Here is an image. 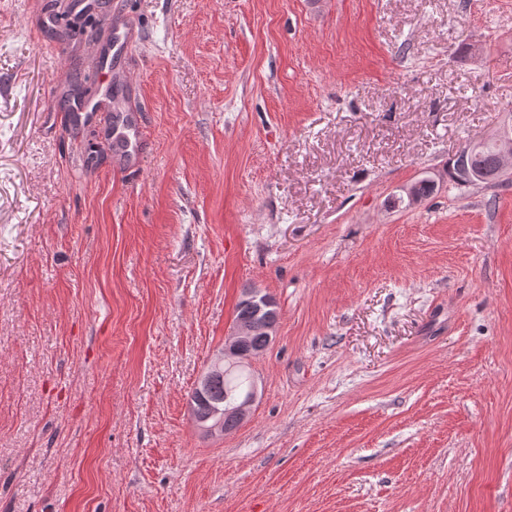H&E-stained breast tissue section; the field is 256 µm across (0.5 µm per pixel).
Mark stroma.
Instances as JSON below:
<instances>
[{
	"instance_id": "obj_1",
	"label": "stroma",
	"mask_w": 512,
	"mask_h": 512,
	"mask_svg": "<svg viewBox=\"0 0 512 512\" xmlns=\"http://www.w3.org/2000/svg\"><path fill=\"white\" fill-rule=\"evenodd\" d=\"M53 2L61 55L0 0V512H512V181L445 174L512 119V0ZM104 12L131 175L53 97ZM253 287L279 333L206 437ZM246 292L250 296H254V299L257 301L264 294L259 288H248L245 290L235 307V323L240 320L248 319L255 313L254 304ZM270 308L271 305L264 300L263 305H258L257 311L251 319L245 322H239L235 325L233 331L225 337L224 354H218L212 360L210 371L221 369L229 363L238 361L239 347L247 341L250 336L256 334L263 335L254 336L241 347L240 357L242 359L246 358L249 362L252 358L248 357L268 347L266 336L269 344L273 342L278 335L280 315L279 313L276 314ZM205 384L206 386L199 392L196 387L201 388ZM196 387L191 392L189 402L193 408L194 414L196 416H206L213 410L222 411L223 434L226 432L224 431V418L233 419L238 424L243 423L258 396L257 382L255 381L254 383V376L252 371L248 368V365L233 369L223 368L220 371L211 372L209 377L207 373H203L199 377ZM251 391L252 394L246 397ZM224 401L233 402L224 409Z\"/></svg>"
}]
</instances>
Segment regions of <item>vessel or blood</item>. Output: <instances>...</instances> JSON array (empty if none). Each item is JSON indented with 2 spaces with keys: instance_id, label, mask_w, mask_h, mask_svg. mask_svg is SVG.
Segmentation results:
<instances>
[{
  "instance_id": "1",
  "label": "vessel or blood",
  "mask_w": 512,
  "mask_h": 512,
  "mask_svg": "<svg viewBox=\"0 0 512 512\" xmlns=\"http://www.w3.org/2000/svg\"><path fill=\"white\" fill-rule=\"evenodd\" d=\"M41 30L57 31L58 37L53 43L57 52H64L68 46L67 33L63 31L60 20L50 5H42L36 14ZM133 42L130 29L116 23L112 26L110 37L93 51L95 68L102 82L95 97L73 99L69 106L73 126L90 124L97 120L99 113H109L105 121L103 134L112 147V157L124 168L132 167L142 145V132L138 123V114L125 96H111V87H124L129 78L121 68L124 58Z\"/></svg>"
}]
</instances>
